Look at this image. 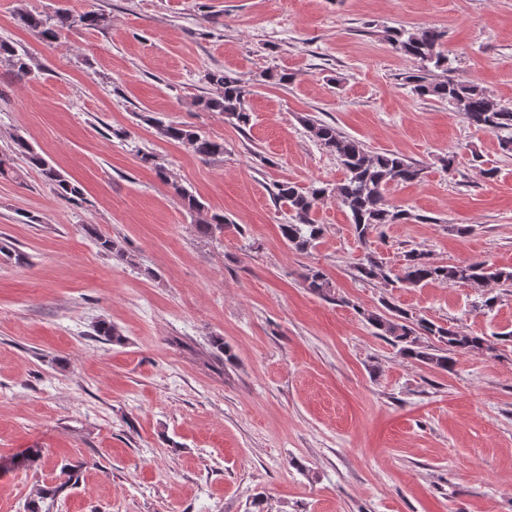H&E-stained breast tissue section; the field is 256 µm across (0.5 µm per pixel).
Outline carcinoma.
I'll list each match as a JSON object with an SVG mask.
<instances>
[{
	"label": "carcinoma",
	"instance_id": "1",
	"mask_svg": "<svg viewBox=\"0 0 512 512\" xmlns=\"http://www.w3.org/2000/svg\"><path fill=\"white\" fill-rule=\"evenodd\" d=\"M18 20L45 42L58 39L65 29H95L107 23V17L99 12L73 15L64 10L52 15L22 11L18 13ZM444 37L445 32L435 27H393L386 30L385 40L397 53L416 64L405 79L418 96L448 102L476 130L495 134L502 151L512 155V106L503 104L474 82L451 76L448 52L443 48ZM2 59L11 66L15 77L22 79L32 74L29 57L18 53L12 44L3 40L0 41ZM204 80L220 88L221 92L198 96L195 102L197 108L203 112L222 113L242 125L249 124L251 113L247 102L252 89L248 83L221 70L206 71ZM303 124L307 132L336 157L345 170V178L333 186L320 182L301 186L290 180L274 184V199L288 207V223L280 225V230L290 248L305 252L321 237L323 225L317 223L315 213L318 205L328 198L335 199L347 212L361 240L386 224L423 221V218L390 204L386 199L390 185L420 180L422 168L396 152L372 153L360 141L343 135L336 127L312 116L305 117ZM155 128L160 137L187 146L203 160L224 154V143L203 137L184 125L157 120ZM14 153L22 156L29 167L37 169L59 198L71 203L82 200L83 191L79 183L67 179L27 139L16 137ZM175 191L183 208L196 215L195 227L199 234L213 236L228 228L224 216L208 213L195 195L178 186ZM85 231L94 236L103 253L116 260L132 263L131 257L114 239L99 233L92 225L85 226ZM358 272L361 277L370 280L385 275L383 263L373 256L360 263ZM302 279L306 288L322 299L345 302V299L336 296V289L324 271L308 268L302 274ZM397 280L407 286L440 283L480 288V308L490 310L498 302V290L512 288V269L481 260L439 265L431 261L427 253L412 250L405 254ZM359 314L374 330V334L388 340L403 358L440 371H452L458 354L472 351L491 353L496 350L497 342L512 345V331L498 335L497 342L493 343L482 336L457 331L386 300L381 301V307L361 310ZM95 333L115 344L124 341L121 332L105 321L97 324ZM83 466L82 462L62 466V473L67 476L66 482L37 489L36 497L27 502L26 512H42L45 500L55 499L67 484H77Z\"/></svg>",
	"mask_w": 512,
	"mask_h": 512
}]
</instances>
